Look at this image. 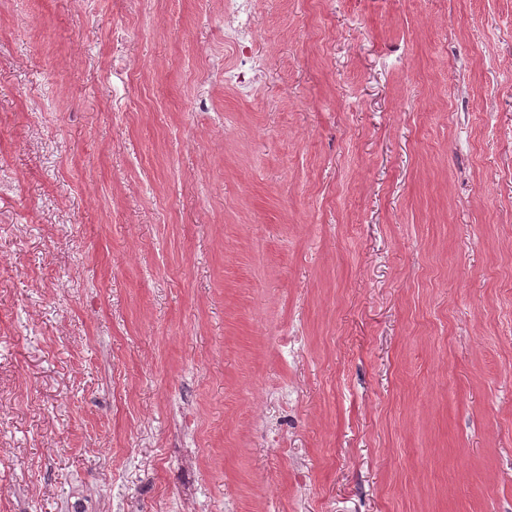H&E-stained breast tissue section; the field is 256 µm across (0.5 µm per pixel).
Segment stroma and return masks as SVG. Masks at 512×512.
<instances>
[{"label": "stroma", "instance_id": "35a3bbf8", "mask_svg": "<svg viewBox=\"0 0 512 512\" xmlns=\"http://www.w3.org/2000/svg\"><path fill=\"white\" fill-rule=\"evenodd\" d=\"M0 0V512H512V0ZM250 0H227L224 15V37L244 55L254 31L249 19Z\"/></svg>", "mask_w": 512, "mask_h": 512}]
</instances>
